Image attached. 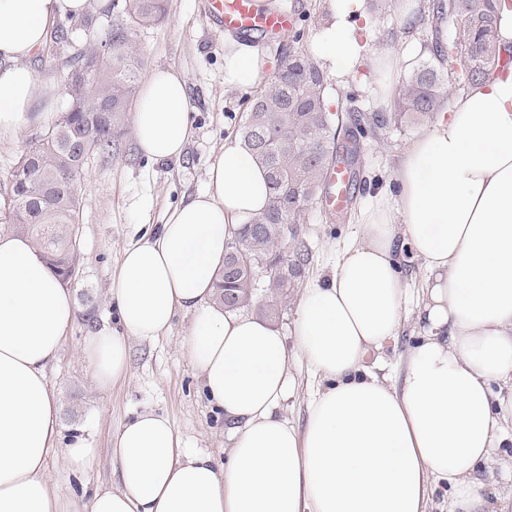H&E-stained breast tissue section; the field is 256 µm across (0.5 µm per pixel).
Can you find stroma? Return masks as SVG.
<instances>
[{
  "label": "stroma",
  "instance_id": "1",
  "mask_svg": "<svg viewBox=\"0 0 512 512\" xmlns=\"http://www.w3.org/2000/svg\"><path fill=\"white\" fill-rule=\"evenodd\" d=\"M267 7L295 12V28L282 40L258 39L269 63L262 77L270 82L283 54L306 53L312 39L327 26L328 0H261ZM374 0H362L355 16L362 59L354 74L342 79L326 76L332 113L343 117V127L354 130L353 110L392 111L393 98L381 95L382 82L399 89L416 61L427 57L434 24L418 13L401 19L398 13L373 8ZM226 31L211 16L207 0H169V11L158 26L138 33L136 42L146 70L173 67L188 85L194 134L179 160L150 161L141 156L132 138H125L107 167L90 163L79 185L81 202L78 226L82 266L78 280L69 283L76 303V317L58 358L47 368V380L60 407L64 433L82 429L91 461L75 475L63 465L60 453L48 458L47 476L52 492L75 512L81 496L113 485L112 438L136 414L150 410L167 415L185 448L226 459L231 441L224 413L211 404L202 379L192 366L183 341L190 318L177 314L170 329L154 341L129 342V371L125 380L101 391L93 382L81 348L85 338L112 319L109 290L123 251L135 244L145 229L164 223L169 209L205 187L207 168L215 163L225 138L236 137L257 89L246 91L224 84ZM395 50L403 55L399 69L388 80L372 70L375 56ZM431 119L388 126L377 134L361 137V154L354 198L343 220L327 215L319 204L308 206L302 224L311 261L304 280L312 282L332 267L347 247L356 242L362 213L371 197L383 188H395L394 173L401 152L423 131ZM295 394L282 402L280 414L296 425L303 424L307 402L321 381L299 357L290 361Z\"/></svg>",
  "mask_w": 512,
  "mask_h": 512
}]
</instances>
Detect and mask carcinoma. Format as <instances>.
I'll return each instance as SVG.
<instances>
[{"mask_svg": "<svg viewBox=\"0 0 512 512\" xmlns=\"http://www.w3.org/2000/svg\"><path fill=\"white\" fill-rule=\"evenodd\" d=\"M428 9L435 19L430 56L408 73L395 111L357 116L361 131L374 133L405 118H430L440 111L449 100L443 79L447 60L461 67L459 91L499 69L498 33L503 18L512 14V0H435ZM112 11L114 21H100L107 12L93 10L51 33L50 46L71 49L65 60L69 70L97 54L100 45L114 53L90 79L66 86L56 119L28 141L29 164L13 167L6 215L0 221L5 229L29 237L66 283L77 278L81 265L78 183L91 161H109L129 133L127 112L145 68L134 34L163 20L166 0H112ZM325 93L324 76L311 57L290 55L276 80L257 95L241 126V141L267 173L269 203L227 243L224 273L229 283L219 281L215 299L230 311L251 306L263 291L275 300L263 314L275 318L278 304L293 298L310 260L300 228L307 206L321 198L333 166L352 164L359 155V141L341 139L333 129ZM105 105L110 112L104 117L100 108ZM287 224L294 230L285 231Z\"/></svg>", "mask_w": 512, "mask_h": 512, "instance_id": "obj_1", "label": "carcinoma"}]
</instances>
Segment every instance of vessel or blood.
<instances>
[{
  "label": "vessel or blood",
  "mask_w": 512,
  "mask_h": 512,
  "mask_svg": "<svg viewBox=\"0 0 512 512\" xmlns=\"http://www.w3.org/2000/svg\"><path fill=\"white\" fill-rule=\"evenodd\" d=\"M209 5L210 13L219 25L231 32L281 35L291 31L295 24L292 13L261 10L257 0H209ZM353 182L351 168L341 166L329 171L328 186L322 196V204L328 213L347 209Z\"/></svg>",
  "instance_id": "obj_1"
}]
</instances>
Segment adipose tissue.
Instances as JSON below:
<instances>
[{
	"label": "adipose tissue",
	"mask_w": 512,
	"mask_h": 512,
	"mask_svg": "<svg viewBox=\"0 0 512 512\" xmlns=\"http://www.w3.org/2000/svg\"><path fill=\"white\" fill-rule=\"evenodd\" d=\"M329 6L312 52L340 79L363 53L350 22L360 0ZM90 9L0 0V140L49 121L57 87L31 62L52 26ZM266 65L261 47L225 40V86L253 87ZM191 135L185 76L154 70L133 114L139 153L180 157ZM205 178L124 251L110 288L115 323L88 336L82 355L110 390L128 373L129 338L157 339L176 313L189 315L185 348L230 425L228 457L185 449L166 416L140 412L112 441L116 486L94 491L82 512H428L442 481L448 512H512V469L504 485L477 477L505 441L492 386L512 387V70L458 97L402 152L396 190L373 198L357 242L303 290L292 335L213 300L227 242L266 205L265 170L228 139ZM401 243L427 271L422 335L381 376L367 358L396 342L410 298ZM75 315L44 254L0 232V512H62L50 450L75 472L92 457L83 436L60 444L46 377ZM293 350L323 381L300 427L278 412L295 388Z\"/></svg>",
	"instance_id": "1"
}]
</instances>
